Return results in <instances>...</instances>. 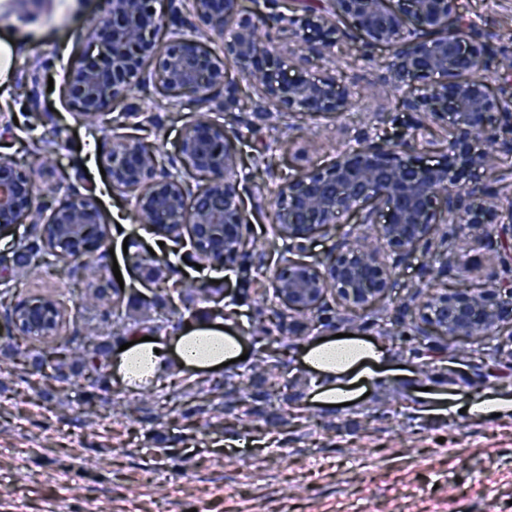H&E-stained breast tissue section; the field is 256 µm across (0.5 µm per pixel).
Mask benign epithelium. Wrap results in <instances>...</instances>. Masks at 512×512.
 I'll return each mask as SVG.
<instances>
[{
  "label": "benign epithelium",
  "mask_w": 512,
  "mask_h": 512,
  "mask_svg": "<svg viewBox=\"0 0 512 512\" xmlns=\"http://www.w3.org/2000/svg\"><path fill=\"white\" fill-rule=\"evenodd\" d=\"M193 35L184 33L177 0H168L169 14L159 13L154 0H106L107 8L87 32L97 52L64 75L67 101L77 115L94 118L125 102L134 84L146 82V66L171 97L190 95L202 105L224 91V103L239 104L238 86L228 80L236 68L242 79L261 93L262 112H308L315 116L343 112L349 91L333 76L318 81H277L275 36L298 38L304 29L324 33L328 47L348 39L367 51L391 46L390 73L395 84L421 86L423 93L402 99V106L421 112L432 122L453 118L448 137V163L418 165L409 155L412 142L429 131L413 128L403 146L381 138L342 151L328 166L290 178L277 186L281 200L275 233L301 254L315 235L334 232L339 239L324 258L310 262L284 259L276 265L271 285L289 314L307 313L325 304L327 294L355 315L370 314L388 296L394 270L421 250L448 256V267L462 261L454 242L475 229L491 248L483 288H441L423 282L413 292L410 320H401L415 336L448 342L492 339L512 320L502 297L512 296V207L503 212L502 192L512 186L507 174L491 182H463L459 173L488 166L494 152H512V93H495L478 77L484 71L512 74V55L496 53L457 9V0H284L283 10L249 12L242 0H190ZM271 32L263 41L256 20ZM236 24L233 38L217 53L207 44L221 39ZM168 33L159 47L160 31ZM434 73L446 82L432 86ZM484 142L488 149L473 145ZM184 164L204 179L194 191L180 171L162 168L156 151L139 142L110 141L102 163L112 188L132 194L133 211L179 241L188 233L199 259L215 267L239 263L252 252L247 215L236 178L238 157L224 125L213 121L188 125L178 145ZM387 207L376 224L377 242L337 224L340 215L356 224H375L376 207ZM46 210L32 179L16 164L0 157V230L28 223L36 209ZM46 223L54 240L72 244L86 230L101 224V211L87 194H72L51 208ZM53 313L44 300L25 302L26 324L47 328Z\"/></svg>",
  "instance_id": "benign-epithelium-1"
}]
</instances>
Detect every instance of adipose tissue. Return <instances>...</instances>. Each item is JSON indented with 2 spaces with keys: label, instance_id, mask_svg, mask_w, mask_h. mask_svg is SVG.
<instances>
[{
  "label": "adipose tissue",
  "instance_id": "ef3b65f1",
  "mask_svg": "<svg viewBox=\"0 0 512 512\" xmlns=\"http://www.w3.org/2000/svg\"><path fill=\"white\" fill-rule=\"evenodd\" d=\"M244 351L242 337L203 322L166 342L138 341L126 350L114 351L112 372L133 389L175 375L212 370ZM300 361L311 373L313 398L322 405L356 401L366 382L410 380L409 372L398 367L385 345L364 336L310 342L302 348Z\"/></svg>",
  "mask_w": 512,
  "mask_h": 512
}]
</instances>
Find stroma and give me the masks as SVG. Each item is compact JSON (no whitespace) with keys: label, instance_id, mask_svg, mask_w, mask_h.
<instances>
[{"label":"stroma","instance_id":"obj_1","mask_svg":"<svg viewBox=\"0 0 512 512\" xmlns=\"http://www.w3.org/2000/svg\"><path fill=\"white\" fill-rule=\"evenodd\" d=\"M483 40L496 51L512 53V0H457ZM82 18L70 23L53 13L47 0L19 8L15 18L0 17V38L10 36L15 21H34L41 32L19 52L11 84L0 93V156L21 159L42 133L55 134L57 151L31 168L30 175L46 202L58 205L71 191L93 189L107 229L102 260L107 281L122 277L123 302L151 301L156 307L184 310L180 300L158 290L155 272L197 282L219 281L220 301L229 310L225 330L242 336L249 356L260 345L251 334L263 308L275 305L271 288H259L288 246L274 238L269 216L279 207L272 190L281 173L306 172L332 163L339 150L384 136L399 141L421 116L403 110L387 64L388 47L371 50L369 60L349 65L338 48L317 58L310 46L321 32L306 30L299 42H282V79H316L332 75L350 91L345 112L313 119L293 113L241 112L202 107L185 98L170 106L154 82L134 87L127 108L138 111L137 123L123 124L121 138H149L166 161H175L185 127L206 113L232 132L239 157L238 177L249 224L261 245L237 266H193L189 241L163 243L161 234L128 220V195L114 191L95 156L79 147L101 141L99 120L76 117L64 94L62 68L76 65L88 48L86 31L98 18L104 0H81ZM52 79L53 89L34 85L35 76ZM35 86V85H34ZM138 244L147 259L134 262L124 241ZM463 264L448 284L478 288L473 270L486 265L490 249L477 235L458 240ZM445 259L418 255L397 267L392 291L375 313L354 316L335 303L306 315H291L275 331L287 349L280 367L289 399L302 417L286 419L277 429L248 415L237 392L224 397L226 411L182 418L180 409L196 405L183 386L193 374L170 379L154 391H130L117 378L89 394L85 383L21 376L12 367L0 317V512H123L137 500L141 512H346L353 505L378 512H512V416L462 421L448 410L449 400L466 401L486 390H512V378L492 376V368L512 364V335L485 345L454 343L442 359L427 360L420 339L384 338L379 320L399 315L408 288L420 282L423 267L439 271ZM14 294L30 297L65 294V335L82 325L79 298L86 281L79 262L57 261L52 277L31 268L9 274ZM351 333L386 339L397 361L416 374L414 384L373 385L367 397L347 407L323 408L312 400L309 373L302 367L300 340ZM427 389L429 411H422L419 389ZM169 396L172 412L163 417L156 392ZM93 400V414L83 404ZM250 474L241 482L240 470Z\"/></svg>","mask_w":512,"mask_h":512}]
</instances>
